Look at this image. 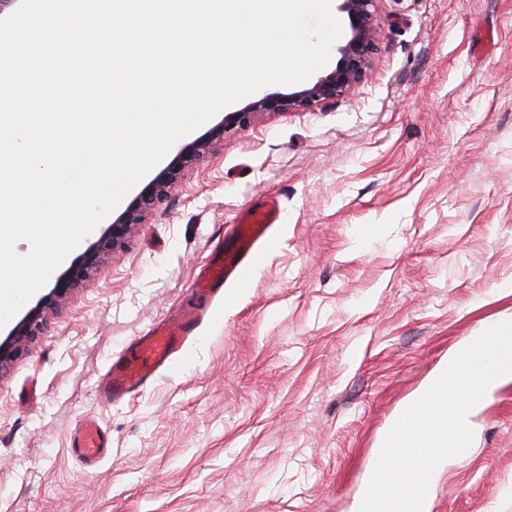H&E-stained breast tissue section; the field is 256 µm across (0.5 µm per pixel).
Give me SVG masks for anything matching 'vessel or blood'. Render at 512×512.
Segmentation results:
<instances>
[{
    "mask_svg": "<svg viewBox=\"0 0 512 512\" xmlns=\"http://www.w3.org/2000/svg\"><path fill=\"white\" fill-rule=\"evenodd\" d=\"M279 219V206L271 201L248 210L238 224L231 226L225 243L216 245L195 269L189 300L109 358L95 383L100 405L107 407L134 398L158 375L184 361L187 347L205 322L212 303L223 296L226 287L247 282ZM111 448L110 436L96 421H79L71 432L70 450L86 464H96Z\"/></svg>",
    "mask_w": 512,
    "mask_h": 512,
    "instance_id": "b4317fda",
    "label": "vessel or blood"
}]
</instances>
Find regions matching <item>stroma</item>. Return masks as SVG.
<instances>
[{
  "label": "stroma",
  "mask_w": 512,
  "mask_h": 512,
  "mask_svg": "<svg viewBox=\"0 0 512 512\" xmlns=\"http://www.w3.org/2000/svg\"><path fill=\"white\" fill-rule=\"evenodd\" d=\"M376 24L358 83L227 133L0 373V512H355L449 349L512 313V0H378ZM270 195L280 230L191 364L101 407L109 356ZM86 416L112 439L94 467L69 450ZM429 512H512V383Z\"/></svg>",
  "instance_id": "1"
}]
</instances>
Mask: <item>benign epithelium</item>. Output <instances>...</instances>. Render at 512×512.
<instances>
[{
    "label": "benign epithelium",
    "instance_id": "benign-epithelium-1",
    "mask_svg": "<svg viewBox=\"0 0 512 512\" xmlns=\"http://www.w3.org/2000/svg\"><path fill=\"white\" fill-rule=\"evenodd\" d=\"M339 2V9L346 15L349 34L336 47V66L297 91L258 94L242 108L226 113L224 119L211 129L209 136L184 144L171 164L146 183L126 208L112 219V224L57 274L49 293L40 297L5 335L0 336V371L36 341L42 333L48 311L87 281L111 257L113 249L124 243L132 228L144 223L150 213L168 199L172 186L224 141L226 133L250 126L259 114L306 110L327 103L341 96L364 76L375 46L378 0Z\"/></svg>",
    "mask_w": 512,
    "mask_h": 512
}]
</instances>
